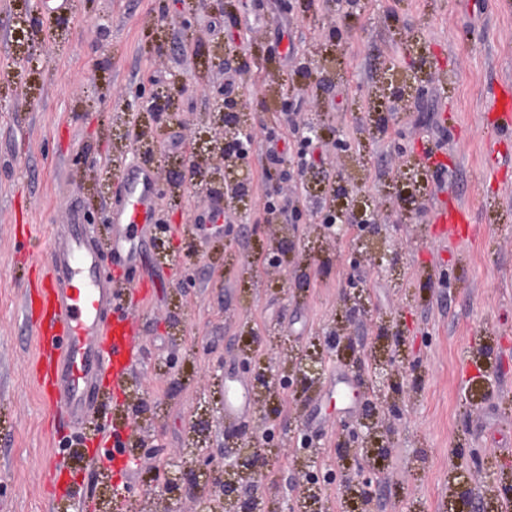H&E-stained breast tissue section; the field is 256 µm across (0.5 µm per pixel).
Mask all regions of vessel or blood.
<instances>
[{"label": "vessel or blood", "mask_w": 512, "mask_h": 512, "mask_svg": "<svg viewBox=\"0 0 512 512\" xmlns=\"http://www.w3.org/2000/svg\"><path fill=\"white\" fill-rule=\"evenodd\" d=\"M495 113L485 128L495 140L512 133V93L494 102ZM157 195L151 169L126 170L112 217L116 224H150L155 220ZM434 221L459 238L473 235L465 208L435 206ZM141 244L113 235L109 251L92 245L88 225L79 220L53 226L47 245L48 281L35 284L25 297V311L33 317L37 336L36 360L31 369L39 397L49 413L72 431L85 427L90 414L104 404V383L113 391L126 390L135 366L140 328L137 305L123 302L105 261L116 268L136 270L143 265ZM249 407L243 385L224 390V416L231 419Z\"/></svg>", "instance_id": "obj_1"}]
</instances>
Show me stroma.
I'll use <instances>...</instances> for the list:
<instances>
[{"mask_svg":"<svg viewBox=\"0 0 512 512\" xmlns=\"http://www.w3.org/2000/svg\"><path fill=\"white\" fill-rule=\"evenodd\" d=\"M40 0H0V512H153L160 492L152 472L184 447L197 412L221 400L220 384L249 381L241 366L253 335L263 355L283 345L322 355L319 387L301 410L287 390L275 402L270 437H259L271 467L260 486L275 484L283 500L299 498L302 475L289 445L312 436L324 467L337 476L322 492L328 512H454L448 474L469 476L471 512L512 507V153L497 165L483 156V119L512 83V9L502 0H315L308 10L290 0H236V28H225L217 0H72L66 21L46 23ZM215 45L235 38L251 46L249 74L235 67L195 77L204 56L192 38ZM319 50L333 75L329 90L296 72L306 52ZM423 55L430 75L386 129L376 126L383 67H406ZM288 87L295 122L325 130L314 141V175L300 181L284 149L293 135L279 111L264 113L246 163L254 194L247 225L213 221L208 198L183 189L166 193L198 139L199 120L224 96L256 91L267 73ZM174 96L175 116L160 141L153 170L163 194L157 216L174 241L190 235L193 261L180 253L160 258L154 227L132 234L150 243L139 270L151 290L138 313L143 347L129 386L107 419L134 424L150 452L140 461L102 462L90 472L82 456L111 447L92 429L55 433L30 374L35 336L24 312L29 282L44 277L40 260L51 225L97 211L96 240L112 233L117 184H104L106 161L132 158L121 140L137 115L128 100L141 86ZM354 152L352 173L377 205L387 235L407 244L401 273L364 258L368 319L350 324L355 347L385 356L379 323L402 324L407 347L398 370L415 369L392 420L394 436L372 477V501L347 496L339 476L353 467L339 454L337 434L362 414L360 383L348 357L330 353L326 337L342 316L341 296L353 261V240L323 246L311 212L340 160L335 140ZM433 152L445 160L406 178L400 156ZM280 181L279 226L263 223L267 178ZM461 203L476 233L468 239L438 235V201ZM28 221V239L13 227ZM293 269L277 280L261 262L278 231ZM500 463L495 476L480 450Z\"/></svg>","mask_w":512,"mask_h":512,"instance_id":"35a3bbf8","label":"stroma"}]
</instances>
